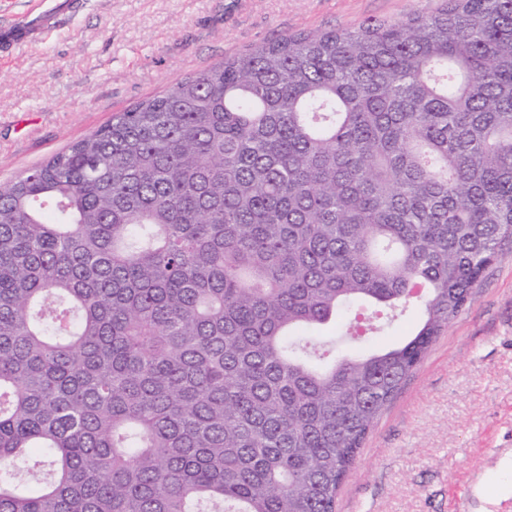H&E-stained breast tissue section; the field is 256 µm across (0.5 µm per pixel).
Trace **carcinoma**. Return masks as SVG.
Instances as JSON below:
<instances>
[{
	"instance_id": "1",
	"label": "carcinoma",
	"mask_w": 512,
	"mask_h": 512,
	"mask_svg": "<svg viewBox=\"0 0 512 512\" xmlns=\"http://www.w3.org/2000/svg\"><path fill=\"white\" fill-rule=\"evenodd\" d=\"M512 239V0L257 45L0 187V512H336ZM418 307L322 369L292 332Z\"/></svg>"
}]
</instances>
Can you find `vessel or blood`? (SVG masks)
<instances>
[{
    "instance_id": "1",
    "label": "vessel or blood",
    "mask_w": 512,
    "mask_h": 512,
    "mask_svg": "<svg viewBox=\"0 0 512 512\" xmlns=\"http://www.w3.org/2000/svg\"><path fill=\"white\" fill-rule=\"evenodd\" d=\"M82 6V0H40L39 8L27 11L21 19L0 29V55L42 41L65 17L74 15Z\"/></svg>"
}]
</instances>
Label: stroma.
I'll return each instance as SVG.
<instances>
[{
	"instance_id": "1",
	"label": "stroma",
	"mask_w": 512,
	"mask_h": 512,
	"mask_svg": "<svg viewBox=\"0 0 512 512\" xmlns=\"http://www.w3.org/2000/svg\"><path fill=\"white\" fill-rule=\"evenodd\" d=\"M442 0H85L45 42L0 58V185L66 151L113 115L256 45L429 14ZM334 337L351 351L411 335L416 313L377 333ZM334 337L314 341L331 356ZM512 241L369 431L336 512H512Z\"/></svg>"
}]
</instances>
